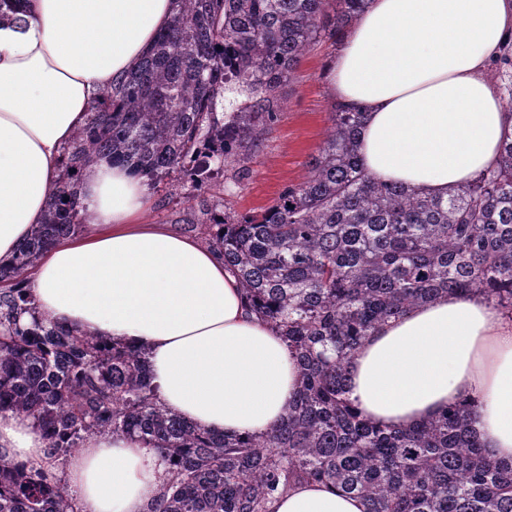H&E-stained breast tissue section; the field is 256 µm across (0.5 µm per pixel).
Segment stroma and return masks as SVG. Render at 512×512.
<instances>
[{"label": "stroma", "instance_id": "obj_1", "mask_svg": "<svg viewBox=\"0 0 512 512\" xmlns=\"http://www.w3.org/2000/svg\"><path fill=\"white\" fill-rule=\"evenodd\" d=\"M336 47L326 41L313 45L301 58L293 81L283 89V107L278 124L266 135L249 165L241 186L224 193V205L239 213L257 210L273 202L287 185L304 180L306 163L326 139L333 103L325 70ZM190 187L170 191L162 185L151 190L147 218L187 233L196 228L185 217L194 208Z\"/></svg>", "mask_w": 512, "mask_h": 512}]
</instances>
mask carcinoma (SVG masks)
<instances>
[{"label":"carcinoma","mask_w":512,"mask_h":512,"mask_svg":"<svg viewBox=\"0 0 512 512\" xmlns=\"http://www.w3.org/2000/svg\"><path fill=\"white\" fill-rule=\"evenodd\" d=\"M17 2L0 0V20L26 24ZM177 3L137 69L94 100L44 223L0 265V283L14 282L0 289V411L33 415L47 440L38 466L0 452V512H75L54 469L97 434L137 437L167 465L146 512H270L275 494L307 482L361 497L367 512H512V463L489 460L472 436L475 403L393 429L347 396L364 339L407 309L456 295L512 313V133L498 166L446 197L425 195L370 175L357 144L364 113L336 109L302 182L258 212H227L219 175L244 179L300 58L357 21L365 0ZM228 93L247 100L226 112ZM104 157L153 186L168 179L204 193L193 223L299 370L269 431L227 437L171 414L145 352L52 322L22 287L82 226L81 176Z\"/></svg>","instance_id":"1"}]
</instances>
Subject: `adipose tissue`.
<instances>
[{
    "label": "adipose tissue",
    "mask_w": 512,
    "mask_h": 512,
    "mask_svg": "<svg viewBox=\"0 0 512 512\" xmlns=\"http://www.w3.org/2000/svg\"><path fill=\"white\" fill-rule=\"evenodd\" d=\"M0 25V263L41 223L62 149L98 93L133 69L174 0H22ZM512 44V0H368L326 71L363 112L361 154L377 178L444 193L497 161L512 112L488 77ZM86 235L64 238L25 280L40 312L144 348L162 405L205 430H269L298 383L276 329L249 317L213 247L145 218L146 180L103 159L81 180ZM348 396L379 425L409 428L463 400L485 455L512 461V316L445 297L386 322L349 364ZM46 441L27 414L0 412V450L34 466ZM165 478L134 437L93 435L62 480L77 512H145ZM270 512H366L362 499L301 483Z\"/></svg>",
    "instance_id": "obj_1"
}]
</instances>
